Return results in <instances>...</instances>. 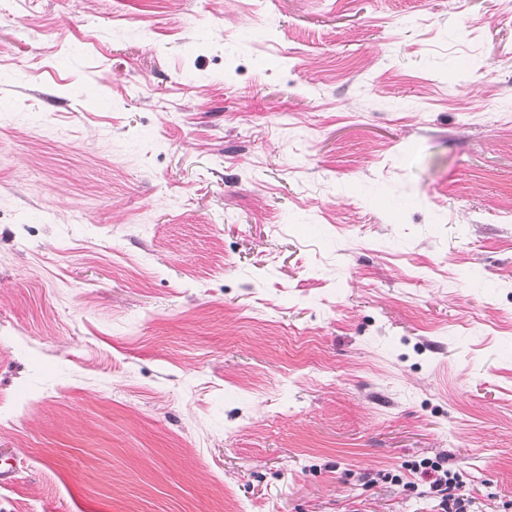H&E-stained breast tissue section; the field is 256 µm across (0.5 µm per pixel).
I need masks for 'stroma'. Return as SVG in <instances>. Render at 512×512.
Masks as SVG:
<instances>
[{
    "label": "stroma",
    "instance_id": "1",
    "mask_svg": "<svg viewBox=\"0 0 512 512\" xmlns=\"http://www.w3.org/2000/svg\"><path fill=\"white\" fill-rule=\"evenodd\" d=\"M435 457L512 512V0H0V512Z\"/></svg>",
    "mask_w": 512,
    "mask_h": 512
}]
</instances>
